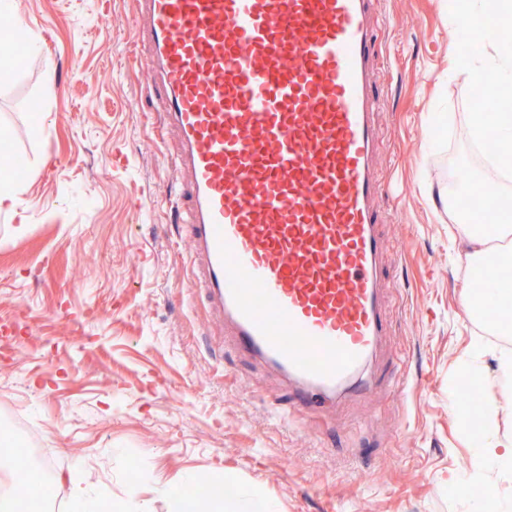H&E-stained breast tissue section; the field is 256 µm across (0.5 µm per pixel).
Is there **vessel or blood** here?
<instances>
[{
    "label": "vessel or blood",
    "mask_w": 512,
    "mask_h": 512,
    "mask_svg": "<svg viewBox=\"0 0 512 512\" xmlns=\"http://www.w3.org/2000/svg\"><path fill=\"white\" fill-rule=\"evenodd\" d=\"M375 0H138L199 291L308 411L370 389L389 333Z\"/></svg>",
    "instance_id": "vessel-or-blood-1"
}]
</instances>
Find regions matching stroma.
<instances>
[{"instance_id":"stroma-1","label":"stroma","mask_w":512,"mask_h":512,"mask_svg":"<svg viewBox=\"0 0 512 512\" xmlns=\"http://www.w3.org/2000/svg\"><path fill=\"white\" fill-rule=\"evenodd\" d=\"M102 2L17 0L11 37L24 54L0 84V144L25 162L15 211H0V412H28L51 448V504L69 512L73 485L89 483L176 512L156 487L190 473L260 490L274 512H483L488 501L512 512V474H488L481 503L456 490L477 445L448 385L475 343L493 372L512 339L459 313L471 266L448 178L464 166L512 197V175L470 140L472 84L452 63L461 32L448 0L378 5L391 20L377 81L391 329L368 367L380 385L328 413L289 412L279 377L219 335L191 289L136 2Z\"/></svg>"}]
</instances>
